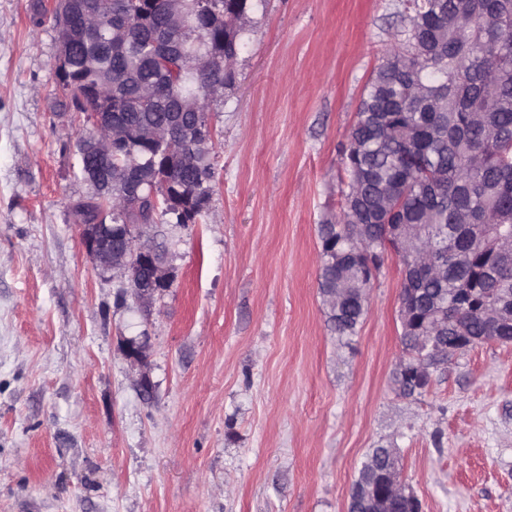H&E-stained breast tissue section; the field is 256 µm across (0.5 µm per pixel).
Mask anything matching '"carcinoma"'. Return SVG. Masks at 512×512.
<instances>
[{
    "label": "carcinoma",
    "instance_id": "cac0c4a2",
    "mask_svg": "<svg viewBox=\"0 0 512 512\" xmlns=\"http://www.w3.org/2000/svg\"><path fill=\"white\" fill-rule=\"evenodd\" d=\"M96 18L98 30L77 41L68 69L55 73V90L72 111L84 115L76 149L93 135L86 108L112 113L113 122L134 133L170 124H205L207 116L176 112L174 99L200 91V75L191 60L178 58L162 41L166 37L187 44L190 51L208 49L215 56L241 50L247 28L232 29L223 18H208L206 0H180L183 23L169 26L170 0H78ZM224 10L251 14L264 0H223ZM415 33L406 38L402 55L407 77L397 75L398 62L385 60L366 86L349 144L343 149L348 187L354 169L366 181L359 184L352 214L344 193L341 222L320 228L322 250H354L347 218L373 229L382 224L444 225L447 245L440 255L448 274L422 286L420 302L438 304L445 315L458 312L473 291L464 313L466 327L476 336L491 335L479 308L499 288L512 289V254H495L480 235L486 216L512 225V0H417ZM498 23H481L486 13ZM112 79L105 97L93 94L102 77ZM112 187L91 201L76 203L73 214L92 223L112 208V197L127 191L131 167L149 169L139 197L130 199L114 224H184L186 218L162 206L147 215L150 203L139 202L149 189L160 190L166 178L179 181L185 191L212 196L215 165L209 155H193L194 163L165 167L152 159L149 148L131 138L114 145ZM367 312L359 295L348 296L341 313H330L336 334L353 336ZM386 449L374 448L357 481L381 471Z\"/></svg>",
    "mask_w": 512,
    "mask_h": 512
}]
</instances>
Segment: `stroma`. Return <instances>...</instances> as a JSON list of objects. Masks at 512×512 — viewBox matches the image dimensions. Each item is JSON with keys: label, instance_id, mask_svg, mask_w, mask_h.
<instances>
[{"label": "stroma", "instance_id": "1", "mask_svg": "<svg viewBox=\"0 0 512 512\" xmlns=\"http://www.w3.org/2000/svg\"><path fill=\"white\" fill-rule=\"evenodd\" d=\"M36 2L0 0V512H348L377 447L422 512H512V344L476 346L406 396L397 260L354 336L320 295L319 227L340 218L342 148L408 27L400 0L253 13L209 115L208 214L148 229L173 286L147 310L116 305L123 276L82 246L71 207L94 190Z\"/></svg>", "mask_w": 512, "mask_h": 512}]
</instances>
